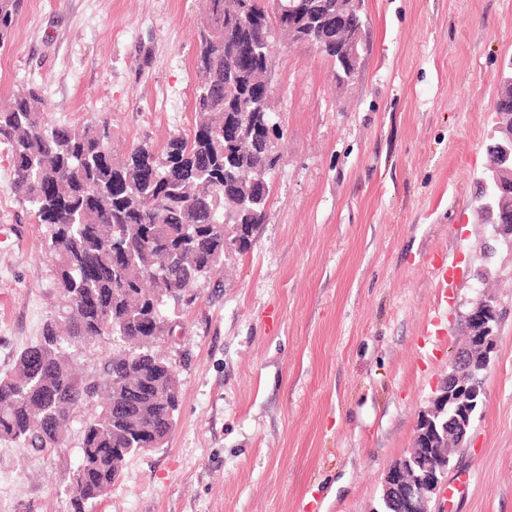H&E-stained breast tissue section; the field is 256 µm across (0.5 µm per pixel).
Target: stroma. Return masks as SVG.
Here are the masks:
<instances>
[{"mask_svg": "<svg viewBox=\"0 0 512 512\" xmlns=\"http://www.w3.org/2000/svg\"><path fill=\"white\" fill-rule=\"evenodd\" d=\"M202 0H25L0 46V105L36 84L51 122L112 121L120 148L191 133ZM362 61L337 82L310 45L275 47L283 130L251 249L203 282L158 346L182 383L166 444L85 512H377L389 467L478 295L497 352L451 512H512V245L478 223L512 0H364ZM0 144V374L58 302L47 231L10 191ZM456 267L437 305L433 270ZM488 268V280L476 272ZM80 435L0 441V512H72Z\"/></svg>", "mask_w": 512, "mask_h": 512, "instance_id": "stroma-1", "label": "stroma"}]
</instances>
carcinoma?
I'll return each mask as SVG.
<instances>
[{"mask_svg": "<svg viewBox=\"0 0 512 512\" xmlns=\"http://www.w3.org/2000/svg\"><path fill=\"white\" fill-rule=\"evenodd\" d=\"M309 2L313 37L336 41L334 0ZM23 4L0 0V46ZM264 9L263 0H203L195 127L161 151L146 141L114 149L106 117L50 122L34 87L0 112L10 191L48 226L60 293L40 338L0 376V440L37 452L60 448L86 409L74 512L108 494L129 458L167 442L181 383L155 346L172 335L176 306L249 251L264 223L279 154L225 137L263 93L271 42ZM101 337L116 345L98 368L79 370L74 360L85 343Z\"/></svg>", "mask_w": 512, "mask_h": 512, "instance_id": "cac0c4a2", "label": "carcinoma"}]
</instances>
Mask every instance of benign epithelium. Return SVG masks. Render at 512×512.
Listing matches in <instances>:
<instances>
[{"mask_svg": "<svg viewBox=\"0 0 512 512\" xmlns=\"http://www.w3.org/2000/svg\"><path fill=\"white\" fill-rule=\"evenodd\" d=\"M362 29L342 35L345 49L357 68ZM497 153L481 180L475 210L497 238L512 244V209L497 194L500 176L512 170V129L503 130ZM467 319L470 342L456 348L448 373L439 381L430 406L418 415L412 448L395 461L383 479L379 512H435L433 501L448 475L446 447L463 448L470 440L473 419L485 402V377L498 347L499 312L489 295L475 300Z\"/></svg>", "mask_w": 512, "mask_h": 512, "instance_id": "benign-epithelium-1", "label": "benign epithelium"}]
</instances>
